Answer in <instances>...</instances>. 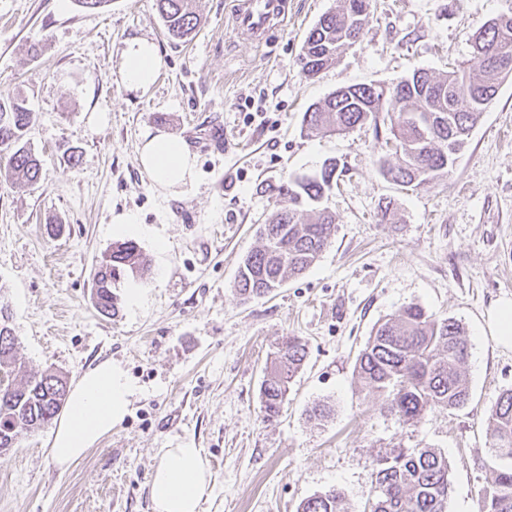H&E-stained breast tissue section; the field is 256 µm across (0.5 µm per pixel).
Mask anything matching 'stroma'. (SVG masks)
<instances>
[{
  "mask_svg": "<svg viewBox=\"0 0 512 512\" xmlns=\"http://www.w3.org/2000/svg\"><path fill=\"white\" fill-rule=\"evenodd\" d=\"M342 0H288L285 25L262 43L232 31L231 0H198L205 18L170 41L152 0H0V97L25 99L36 119L24 141L42 161L35 186L0 182V321L16 338L11 380L52 371L76 383L119 362L135 394L112 433L68 469L50 453L51 427L0 455V512H151L162 449L202 448L213 483L200 512H297L337 489L345 512H366L377 461L413 448L444 453L447 512H478L497 457L486 419L512 388V349L483 330L512 299V76L474 127L450 177L404 190L376 160L386 123L307 135V107L337 88L387 85L413 70L478 69L470 35L512 0H371L358 42L312 79L298 58L308 30ZM152 40L164 66L146 93L115 69L127 41ZM43 42L38 56L31 40ZM181 137L197 181L160 194L138 163L147 133ZM336 162L324 204L336 233L316 264L274 293L242 302L234 281L258 230L282 203L268 188ZM391 205L389 218L380 208ZM149 271L140 306L116 292V316L92 302V273L117 235L113 215ZM168 249L158 253L156 243ZM416 303L465 330L468 403L411 423L355 374L378 324ZM308 357L267 422L260 386L282 337ZM330 409L314 419L315 406Z\"/></svg>",
  "mask_w": 512,
  "mask_h": 512,
  "instance_id": "stroma-1",
  "label": "stroma"
}]
</instances>
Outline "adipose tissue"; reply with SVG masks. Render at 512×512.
<instances>
[{
    "label": "adipose tissue",
    "mask_w": 512,
    "mask_h": 512,
    "mask_svg": "<svg viewBox=\"0 0 512 512\" xmlns=\"http://www.w3.org/2000/svg\"><path fill=\"white\" fill-rule=\"evenodd\" d=\"M162 65L154 42L135 38L120 54L119 74L126 89L145 92ZM139 163L161 192H182L195 184L196 159L180 137L164 132L146 135ZM132 394L133 386L119 363L106 360L86 371L54 431L50 443L54 462L69 466L110 434L128 414ZM211 484L201 449H163L149 484L152 512H197Z\"/></svg>",
    "instance_id": "1"
}]
</instances>
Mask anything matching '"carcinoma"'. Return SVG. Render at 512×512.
Masks as SVG:
<instances>
[{"label":"carcinoma","instance_id":"1","mask_svg":"<svg viewBox=\"0 0 512 512\" xmlns=\"http://www.w3.org/2000/svg\"><path fill=\"white\" fill-rule=\"evenodd\" d=\"M167 37L186 42L201 26L193 0H153ZM370 0H344L339 11L323 14L310 29L299 58L308 79L336 59L346 45L357 42L369 18ZM473 55L484 58L478 72L456 69L437 77L424 69L396 84L387 111L395 160L379 159L382 175L395 185L429 186L449 176L472 129L496 97L502 80L512 75V14L488 20L470 38ZM383 94L372 85H350L311 105L303 115L309 134L348 131L376 116ZM35 113L19 97L0 99V157L7 159L4 177L34 186L41 161L23 138ZM336 163L324 165L316 176L281 183L276 191L283 207L259 230L261 244L242 261L234 288L240 300L264 297L289 278L306 272L331 243L336 217L320 207L333 186ZM147 271L140 248L118 242L94 268L92 300L103 316L118 311L113 288L124 278H141ZM12 329L0 323V368L15 362ZM308 355L299 336H285L261 383L262 411L268 421L279 416L289 385ZM469 345L460 325L439 320L418 304L399 309L369 337L357 357L355 372L363 385L385 395L387 410L403 422L418 420L440 409H457L470 398L462 367ZM67 398V381L52 372L35 374L13 390L0 389V448L16 443L50 423ZM491 447L512 460V389L500 395L487 418ZM450 490L448 458L433 448L379 460L370 512H447ZM341 493L332 489L310 496L297 512H342ZM478 512H512V465L494 472L491 487Z\"/></svg>","mask_w":512,"mask_h":512}]
</instances>
